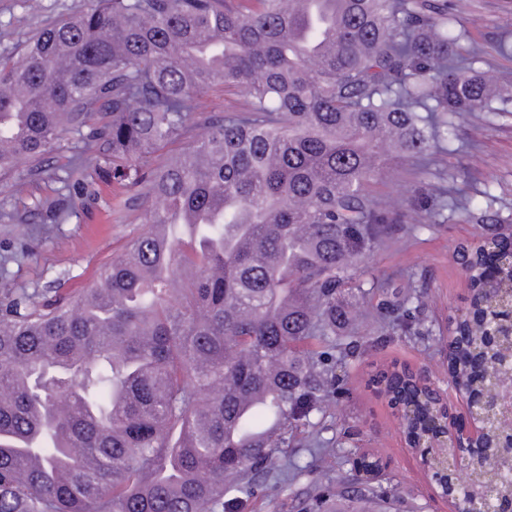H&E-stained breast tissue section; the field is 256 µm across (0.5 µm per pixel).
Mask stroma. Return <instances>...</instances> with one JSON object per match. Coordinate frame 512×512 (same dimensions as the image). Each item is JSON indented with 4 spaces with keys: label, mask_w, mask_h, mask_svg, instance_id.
I'll use <instances>...</instances> for the list:
<instances>
[{
    "label": "stroma",
    "mask_w": 512,
    "mask_h": 512,
    "mask_svg": "<svg viewBox=\"0 0 512 512\" xmlns=\"http://www.w3.org/2000/svg\"><path fill=\"white\" fill-rule=\"evenodd\" d=\"M90 5L91 0H41L33 11L24 0H0V57L19 58L39 29ZM448 15L478 42L489 45L503 37L512 42V0H448ZM423 187L453 200L445 222L435 224L426 215H415L414 236L370 255L363 267L391 278L396 286L411 279L427 291L423 318L430 335L413 342L396 333L368 349L351 368L347 391L330 408L327 423L334 433L352 431L348 447L353 455L380 458L377 481L400 483L423 504L424 512H454L451 499L430 482L409 448L397 414L386 398L367 388L366 379L372 366L395 360L425 368L442 388L450 387V318L455 310L467 307L469 296L456 246L482 232L469 211L487 210L499 228H512V100L502 111L478 112L457 123L448 131L447 152L423 165H404L395 180L372 185L371 190L387 206L403 209ZM50 193L44 182L21 191L15 179H0V210L17 211L12 222H0V287L40 294L61 283L88 287L113 254L144 230L137 212L117 220L110 185L99 183L83 193L63 224L50 223L36 208L37 201Z\"/></svg>",
    "instance_id": "stroma-1"
}]
</instances>
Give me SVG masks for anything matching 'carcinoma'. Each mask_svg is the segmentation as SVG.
<instances>
[{
	"instance_id": "obj_1",
	"label": "carcinoma",
	"mask_w": 512,
	"mask_h": 512,
	"mask_svg": "<svg viewBox=\"0 0 512 512\" xmlns=\"http://www.w3.org/2000/svg\"><path fill=\"white\" fill-rule=\"evenodd\" d=\"M463 40L448 0H95L0 58V178L60 184L41 203L57 224L104 178L146 224L89 288L0 289V512H238L282 496L297 512H422L360 475L381 467L368 454L348 482L300 483L299 446L349 462L323 436L349 369L389 332L426 336L412 283L357 272L408 219L368 185L512 97ZM218 86L239 106L199 111ZM63 137L72 155L52 168ZM446 209L423 190L409 205ZM489 220L482 246L512 256ZM480 256L457 247L484 313ZM376 295L371 336L355 310ZM511 349L467 327L458 382L498 381ZM371 381L412 412L407 436L442 482L428 442L448 406L403 365ZM503 443L489 434L468 468L512 506Z\"/></svg>"
}]
</instances>
